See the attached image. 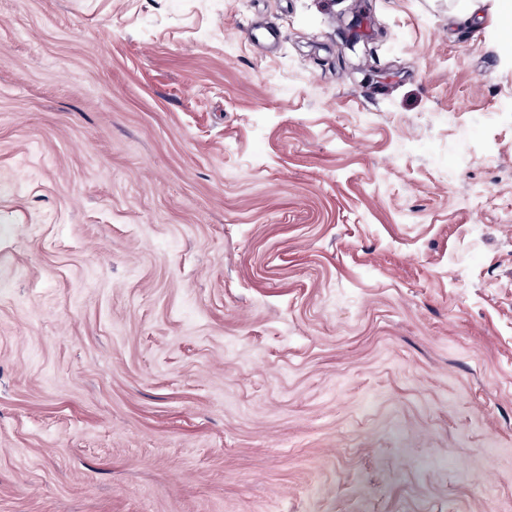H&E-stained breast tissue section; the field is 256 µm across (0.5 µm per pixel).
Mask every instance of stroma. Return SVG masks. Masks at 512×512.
Returning <instances> with one entry per match:
<instances>
[{
  "label": "stroma",
  "instance_id": "obj_1",
  "mask_svg": "<svg viewBox=\"0 0 512 512\" xmlns=\"http://www.w3.org/2000/svg\"><path fill=\"white\" fill-rule=\"evenodd\" d=\"M459 2L0 0V512H512V59Z\"/></svg>",
  "mask_w": 512,
  "mask_h": 512
}]
</instances>
